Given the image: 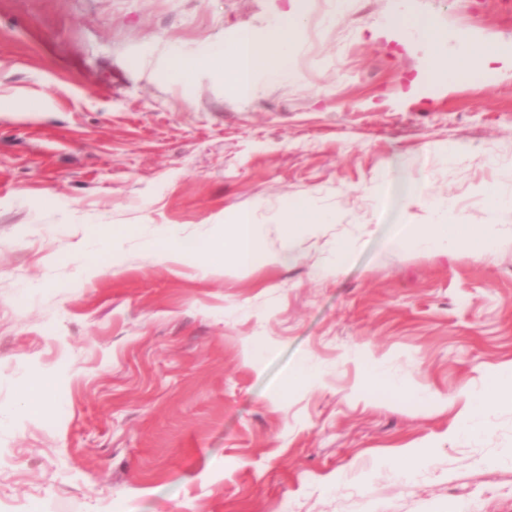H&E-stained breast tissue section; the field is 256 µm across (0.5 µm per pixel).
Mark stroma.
<instances>
[{
  "mask_svg": "<svg viewBox=\"0 0 512 512\" xmlns=\"http://www.w3.org/2000/svg\"><path fill=\"white\" fill-rule=\"evenodd\" d=\"M303 6L243 97L209 54L286 0H0V512H512V405L459 431L512 370V7L410 0L504 49L451 82L392 0ZM296 204L286 264L155 251ZM437 220L498 240L393 247ZM496 400L494 393H486L478 397H467V405L469 407V416L464 420L465 426L470 430L483 431L484 428L477 418V413L484 407Z\"/></svg>",
  "mask_w": 512,
  "mask_h": 512,
  "instance_id": "1",
  "label": "stroma"
}]
</instances>
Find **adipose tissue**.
<instances>
[{"mask_svg":"<svg viewBox=\"0 0 512 512\" xmlns=\"http://www.w3.org/2000/svg\"><path fill=\"white\" fill-rule=\"evenodd\" d=\"M306 15L298 5L281 11L265 35L242 29L234 37V47L227 57H216L218 70L238 93H249L255 77L263 68L273 73L290 70L295 51L293 33L303 27ZM395 25L416 33L424 43L430 61L431 74H444L449 79L473 73L493 74L494 63L500 62L503 52L496 43L480 39L466 29L448 30L427 20L410 16L405 0H397L392 14ZM321 213L309 206L299 205L286 208L280 216L282 246L279 251L268 252L265 239L258 225L253 224L249 214L240 213L230 224L223 238L206 246L185 247V245H163L158 249L160 257L172 259L180 253L214 262L222 266L225 260H232L238 267L251 268L256 264L270 261L286 263L292 258L290 245L298 231L306 226L323 223ZM495 242L491 230H483L468 224H411L395 240L396 246H444L456 244L474 252L489 250Z\"/></svg>","mask_w":512,"mask_h":512,"instance_id":"adipose-tissue-1","label":"adipose tissue"}]
</instances>
